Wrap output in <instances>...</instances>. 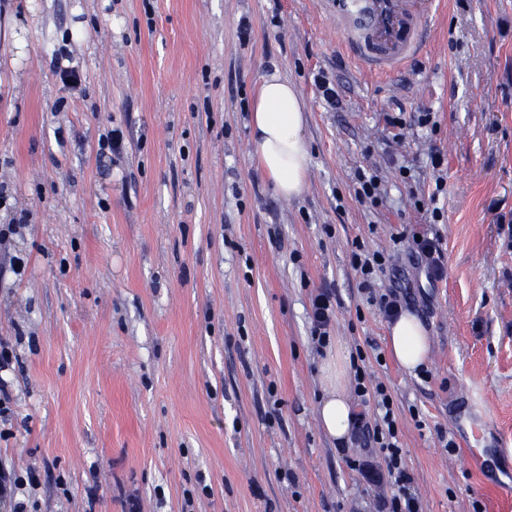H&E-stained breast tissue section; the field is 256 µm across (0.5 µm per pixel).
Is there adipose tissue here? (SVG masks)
I'll list each match as a JSON object with an SVG mask.
<instances>
[{"mask_svg": "<svg viewBox=\"0 0 512 512\" xmlns=\"http://www.w3.org/2000/svg\"><path fill=\"white\" fill-rule=\"evenodd\" d=\"M305 127V103L296 87L280 75L266 76L251 112V152L286 199L299 196L305 188L310 162ZM387 328L391 355L402 369L416 373L430 353L426 328L408 311ZM349 355L346 346H338L320 367L319 423L328 437L339 441L348 437L354 419L347 393Z\"/></svg>", "mask_w": 512, "mask_h": 512, "instance_id": "obj_1", "label": "adipose tissue"}]
</instances>
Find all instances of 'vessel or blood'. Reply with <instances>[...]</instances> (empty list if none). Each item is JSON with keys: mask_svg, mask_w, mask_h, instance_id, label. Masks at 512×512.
Wrapping results in <instances>:
<instances>
[{"mask_svg": "<svg viewBox=\"0 0 512 512\" xmlns=\"http://www.w3.org/2000/svg\"><path fill=\"white\" fill-rule=\"evenodd\" d=\"M348 55L370 72L397 70L429 45L440 0H316Z\"/></svg>", "mask_w": 512, "mask_h": 512, "instance_id": "b4317fda", "label": "vessel or blood"}]
</instances>
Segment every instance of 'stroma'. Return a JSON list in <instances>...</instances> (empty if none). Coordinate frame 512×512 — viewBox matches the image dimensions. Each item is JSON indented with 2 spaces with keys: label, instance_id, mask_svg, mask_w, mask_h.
<instances>
[{
  "label": "stroma",
  "instance_id": "1",
  "mask_svg": "<svg viewBox=\"0 0 512 512\" xmlns=\"http://www.w3.org/2000/svg\"><path fill=\"white\" fill-rule=\"evenodd\" d=\"M24 2L0 0V464L38 473L28 512H376L395 486L365 484L354 438L318 423L323 289L341 302L332 336L392 395L424 512H512V0H445L427 50L375 76L314 0H41L18 36ZM60 54L81 89L52 78ZM273 73L306 104L292 199L251 155ZM401 109L435 129L393 141ZM360 171L378 207L356 199ZM415 232L439 237L442 281L400 243ZM356 239L392 254L427 374L393 360ZM336 305V295L329 291H320L311 300L312 333L322 347L329 340Z\"/></svg>",
  "mask_w": 512,
  "mask_h": 512
}]
</instances>
